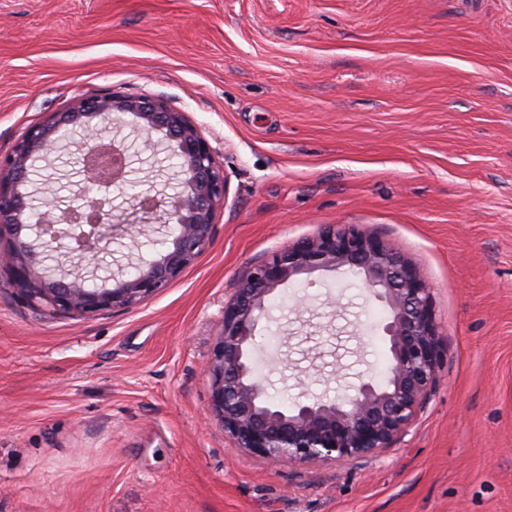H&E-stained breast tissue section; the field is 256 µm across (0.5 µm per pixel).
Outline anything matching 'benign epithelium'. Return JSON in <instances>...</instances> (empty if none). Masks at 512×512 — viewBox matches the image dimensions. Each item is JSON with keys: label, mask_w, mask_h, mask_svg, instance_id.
I'll list each match as a JSON object with an SVG mask.
<instances>
[{"label": "benign epithelium", "mask_w": 512, "mask_h": 512, "mask_svg": "<svg viewBox=\"0 0 512 512\" xmlns=\"http://www.w3.org/2000/svg\"><path fill=\"white\" fill-rule=\"evenodd\" d=\"M128 114L136 118L134 129L146 148L156 147L154 132L173 143L182 190L160 198L146 188L135 199V211L172 226L173 237L160 258L144 262L133 276H111L103 286L89 288L86 269L106 249L114 225L129 223L126 211L90 202L87 192L66 208L45 202L35 209L20 187L32 160L57 151L62 135L76 129L81 135L71 144L94 191L104 188L110 195L124 190L131 173L128 147L105 133ZM225 191L224 171L210 143L165 100L112 92L83 97L27 127L12 152L0 157V236H13L10 249L0 252V275L27 303L52 314L132 309L163 291L209 247ZM21 224L35 225L34 240L15 237ZM66 239L74 244H65ZM46 252L65 258L61 277L43 266ZM339 270L361 276L389 309L384 326L391 355L388 378L382 385L362 380L334 398L304 392L291 406H276L251 362L258 319L280 286L318 271ZM444 355L431 291L419 269L378 237L328 224L316 236L252 267L225 302L224 328L210 364V411L237 447L291 466L364 457L388 447L409 428L437 382Z\"/></svg>", "instance_id": "obj_1"}]
</instances>
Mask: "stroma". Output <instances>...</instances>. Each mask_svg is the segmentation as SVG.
<instances>
[{"label": "stroma", "instance_id": "1", "mask_svg": "<svg viewBox=\"0 0 512 512\" xmlns=\"http://www.w3.org/2000/svg\"><path fill=\"white\" fill-rule=\"evenodd\" d=\"M164 98L226 194L197 261L128 311L52 315L0 281V512H512V0H0V156L76 99ZM133 166L178 190L162 133ZM75 148L35 167L69 204ZM383 239L431 288L439 382L389 447L286 466L209 413L224 304L322 225ZM169 230L100 261L131 276ZM360 276L281 286L252 347L271 402L382 382Z\"/></svg>", "mask_w": 512, "mask_h": 512}]
</instances>
